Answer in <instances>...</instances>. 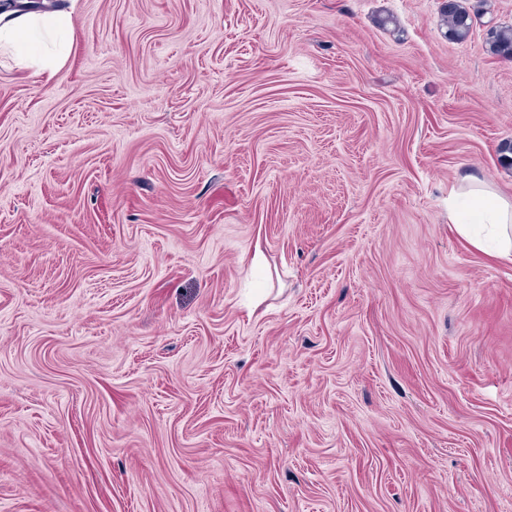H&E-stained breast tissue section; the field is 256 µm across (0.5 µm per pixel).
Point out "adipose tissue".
I'll return each instance as SVG.
<instances>
[{
	"label": "adipose tissue",
	"instance_id": "obj_1",
	"mask_svg": "<svg viewBox=\"0 0 512 512\" xmlns=\"http://www.w3.org/2000/svg\"><path fill=\"white\" fill-rule=\"evenodd\" d=\"M67 27L66 18L53 14L0 15V50L14 54L22 64L56 70L66 51ZM459 183L471 217L450 213L457 234L477 250L490 244L497 256L512 258V200L471 172L461 174Z\"/></svg>",
	"mask_w": 512,
	"mask_h": 512
}]
</instances>
